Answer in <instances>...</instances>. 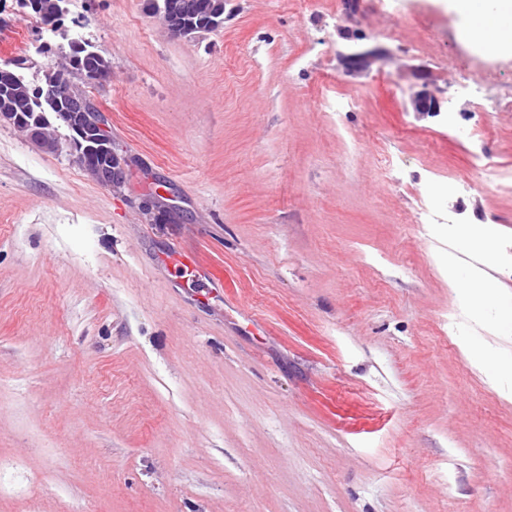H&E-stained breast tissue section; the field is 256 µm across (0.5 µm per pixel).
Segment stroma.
Here are the masks:
<instances>
[{
    "label": "stroma",
    "mask_w": 512,
    "mask_h": 512,
    "mask_svg": "<svg viewBox=\"0 0 512 512\" xmlns=\"http://www.w3.org/2000/svg\"><path fill=\"white\" fill-rule=\"evenodd\" d=\"M391 6L428 51L354 0H224L186 38L148 0H69L130 165L113 190L65 127L51 153L0 122V512H512V403L441 326L457 295L410 221L430 180H470L446 207L495 226L512 294V199L468 167L512 162V54L475 53L440 0ZM23 14L0 0V57L37 86L65 61L41 27L16 44ZM487 70L457 110L483 137L459 139L444 115ZM175 262V265L184 274L191 275L197 281H205L209 284H218L221 278L208 266L202 264L196 257L189 254H175L167 259Z\"/></svg>",
    "instance_id": "35a3bbf8"
}]
</instances>
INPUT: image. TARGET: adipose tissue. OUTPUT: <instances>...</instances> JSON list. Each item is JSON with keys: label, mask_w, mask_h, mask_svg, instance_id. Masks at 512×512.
Instances as JSON below:
<instances>
[{"label": "adipose tissue", "mask_w": 512, "mask_h": 512, "mask_svg": "<svg viewBox=\"0 0 512 512\" xmlns=\"http://www.w3.org/2000/svg\"><path fill=\"white\" fill-rule=\"evenodd\" d=\"M485 4L486 0H448L449 10L462 19V41L483 54L511 52L512 0H495L494 25L484 15ZM494 235L487 224L449 225L448 248L438 254L437 264L449 287L460 295L464 316L481 330L459 343L468 365L512 401V360L500 357L496 347L499 340L512 337V295L501 293L491 275L499 265L490 247Z\"/></svg>", "instance_id": "1"}]
</instances>
